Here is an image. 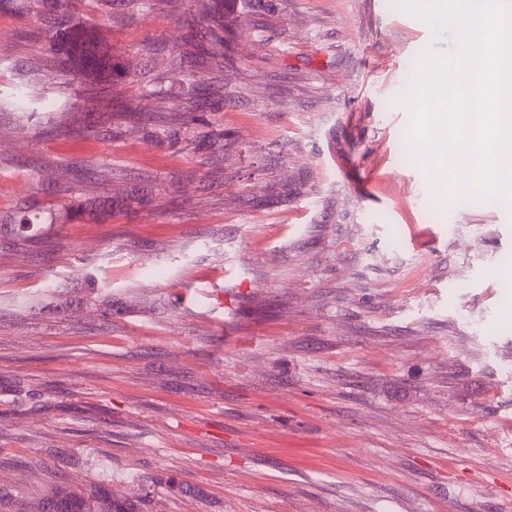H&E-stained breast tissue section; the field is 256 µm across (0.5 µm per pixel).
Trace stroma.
<instances>
[{"mask_svg": "<svg viewBox=\"0 0 512 512\" xmlns=\"http://www.w3.org/2000/svg\"><path fill=\"white\" fill-rule=\"evenodd\" d=\"M55 2L0 0V507L107 473L139 512H512V208L406 156L452 36L402 0H247L227 44L214 0ZM70 15L127 74L62 72Z\"/></svg>", "mask_w": 512, "mask_h": 512, "instance_id": "35a3bbf8", "label": "stroma"}]
</instances>
